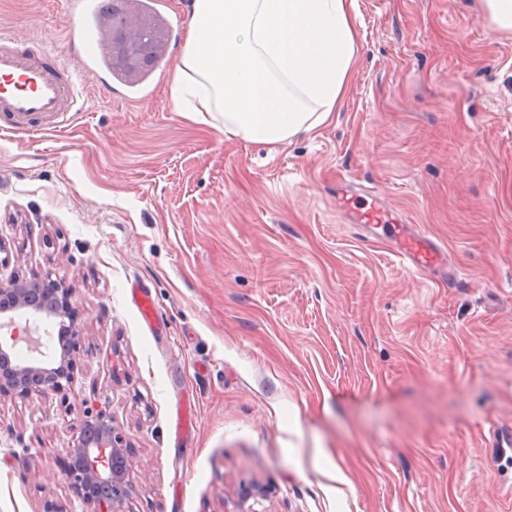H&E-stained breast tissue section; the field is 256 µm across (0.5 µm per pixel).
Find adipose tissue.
<instances>
[{"label": "adipose tissue", "mask_w": 512, "mask_h": 512, "mask_svg": "<svg viewBox=\"0 0 512 512\" xmlns=\"http://www.w3.org/2000/svg\"><path fill=\"white\" fill-rule=\"evenodd\" d=\"M353 0H193L171 101L193 98L196 122L278 146L329 120L355 61Z\"/></svg>", "instance_id": "1"}]
</instances>
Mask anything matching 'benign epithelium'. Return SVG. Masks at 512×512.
Segmentation results:
<instances>
[{
	"instance_id": "1",
	"label": "benign epithelium",
	"mask_w": 512,
	"mask_h": 512,
	"mask_svg": "<svg viewBox=\"0 0 512 512\" xmlns=\"http://www.w3.org/2000/svg\"><path fill=\"white\" fill-rule=\"evenodd\" d=\"M159 40L160 33L151 25L129 15L112 19L106 36L107 42L124 45L122 59L130 66L140 55L153 51ZM38 277L35 273L25 281L17 277L0 281V313L52 309L64 326L59 362L50 368L37 362L27 366L13 363L8 352L12 345L26 341L37 348L39 341L28 330L19 333L12 319L1 322L0 330L7 328L10 334L9 341H0V393L22 397L33 393L62 394L73 385L81 349V330L73 317L76 288L65 281H54L49 288L36 287ZM135 465L136 459L126 447L121 428L100 408L86 411L77 442L68 450L62 477L86 507L85 512H122L120 507L132 499L128 475Z\"/></svg>"
}]
</instances>
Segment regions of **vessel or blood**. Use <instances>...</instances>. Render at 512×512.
Masks as SVG:
<instances>
[{
	"label": "vessel or blood",
	"mask_w": 512,
	"mask_h": 512,
	"mask_svg": "<svg viewBox=\"0 0 512 512\" xmlns=\"http://www.w3.org/2000/svg\"><path fill=\"white\" fill-rule=\"evenodd\" d=\"M101 0H82L79 17L82 32L77 52L78 68L55 61L42 51L18 46L14 39L0 33V115L9 117L17 131H27L34 120L52 121L73 112L77 103V80L110 81L124 84L123 76L109 67V51L100 26ZM349 203L354 223L386 224L393 221L377 203H364L357 190H350ZM396 256L404 266L426 271L437 279L456 280L457 271L449 264L445 249L411 224H398Z\"/></svg>",
	"instance_id": "1"
}]
</instances>
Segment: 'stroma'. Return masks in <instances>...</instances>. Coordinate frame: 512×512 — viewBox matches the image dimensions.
<instances>
[{"mask_svg":"<svg viewBox=\"0 0 512 512\" xmlns=\"http://www.w3.org/2000/svg\"><path fill=\"white\" fill-rule=\"evenodd\" d=\"M161 12L149 99L89 82L69 125L0 130V275L74 284L83 336L67 398L0 394V512H82L86 401L134 450L126 512H236L249 485L254 512H512V34L481 0H355L332 120L271 148L173 109L190 0ZM0 31L70 63L77 7L0 0ZM341 180L446 245L455 284L351 223Z\"/></svg>","mask_w":512,"mask_h":512,"instance_id":"obj_1","label":"stroma"}]
</instances>
